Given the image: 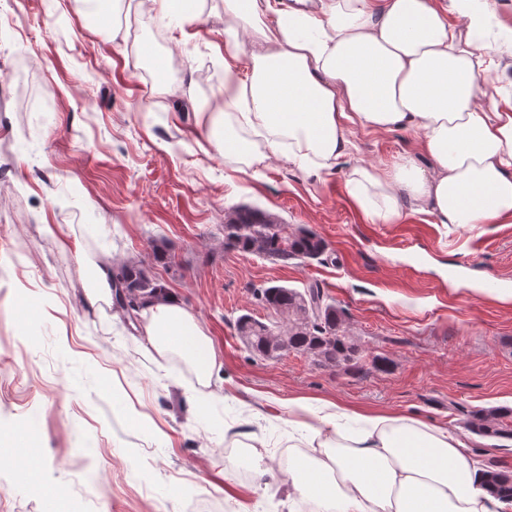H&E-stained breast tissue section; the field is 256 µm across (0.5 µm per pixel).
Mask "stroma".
<instances>
[{
    "label": "stroma",
    "instance_id": "35a3bbf8",
    "mask_svg": "<svg viewBox=\"0 0 512 512\" xmlns=\"http://www.w3.org/2000/svg\"><path fill=\"white\" fill-rule=\"evenodd\" d=\"M468 10L512 77V0ZM198 15L181 27L144 11L131 29L74 0H0L5 512H308L288 496V466L320 426L311 401L458 433L468 411L512 407V302L483 291L494 280L512 292V223H371L345 171L419 153L401 130H353V155L317 175L224 158L206 136L207 114L224 109V0H200ZM239 206L312 230L326 253L283 264L225 248ZM104 257L138 262L195 314L221 361L209 386L181 360L159 369L126 311H85L89 262ZM274 284L318 285L343 309L359 367L249 352L237 319L276 322L256 297Z\"/></svg>",
    "mask_w": 512,
    "mask_h": 512
}]
</instances>
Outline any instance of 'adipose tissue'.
I'll return each mask as SVG.
<instances>
[{"instance_id": "1", "label": "adipose tissue", "mask_w": 512, "mask_h": 512, "mask_svg": "<svg viewBox=\"0 0 512 512\" xmlns=\"http://www.w3.org/2000/svg\"><path fill=\"white\" fill-rule=\"evenodd\" d=\"M466 2L454 0L467 18L460 29L433 0H319L312 9L224 0L231 59L214 147L239 164L280 156L316 173L347 155L352 129L412 130L429 168L406 153L346 175L372 222L400 223L409 204L447 226L512 220V104L483 97L503 76L483 55ZM242 53L246 78L234 64ZM140 333L158 363L180 357L210 384L213 342L175 292L144 303ZM319 410L322 453L297 458L288 487L320 512H512L460 434L378 410L358 412L359 429L342 430L348 408L324 401Z\"/></svg>"}]
</instances>
